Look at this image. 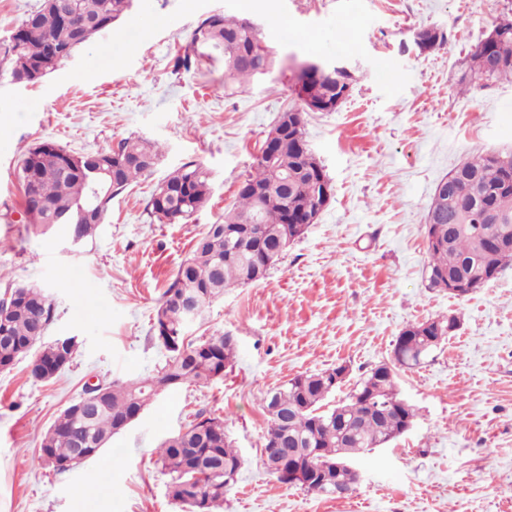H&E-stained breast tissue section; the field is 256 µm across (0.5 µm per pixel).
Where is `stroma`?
<instances>
[{"label": "stroma", "mask_w": 512, "mask_h": 512, "mask_svg": "<svg viewBox=\"0 0 512 512\" xmlns=\"http://www.w3.org/2000/svg\"><path fill=\"white\" fill-rule=\"evenodd\" d=\"M216 13L254 20L277 65L224 93L222 63L175 70L178 50ZM512 0H133L111 30L33 84L0 79V292L35 284L54 305L47 337L78 341L72 362L34 382L29 358L0 370V512H181L156 463L160 443L205 413L224 421L244 464L222 512H512V267L464 297L428 288L424 214L442 177L479 153L512 152V81L466 90L461 77ZM422 27L445 45L423 53ZM353 49H346V42ZM348 66V98L306 116L307 140L332 188L328 206L255 284L227 289L189 337L231 334L224 377L152 402L101 455L58 473L43 432L85 385L144 376L164 360L154 309L207 225L236 202L279 115L298 105L299 65ZM157 142L152 175L112 200L93 244L70 252L59 226L19 242L15 170L50 140L74 154L128 136ZM211 172L207 203L185 224L153 222L146 204L185 163ZM456 317L457 331L421 368L401 373L412 428L352 460L342 498L280 483L261 459L266 390L301 373L347 366L344 400L389 361L411 322Z\"/></svg>", "instance_id": "stroma-1"}]
</instances>
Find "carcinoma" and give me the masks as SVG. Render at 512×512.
Listing matches in <instances>:
<instances>
[{"label":"carcinoma","instance_id":"carcinoma-1","mask_svg":"<svg viewBox=\"0 0 512 512\" xmlns=\"http://www.w3.org/2000/svg\"><path fill=\"white\" fill-rule=\"evenodd\" d=\"M69 0L42 3L12 35L13 45H0V65L19 83H34L72 56L82 45L112 29L132 0H74L75 33L67 31L62 12ZM498 37L482 40L471 53L468 84L475 89L506 78L512 81V17L495 21ZM262 43L260 32L246 19L214 14L202 20L191 36V51L176 58L185 70L199 59L224 62V88H247L262 65L272 69L276 58ZM303 104L333 112L343 87L337 78L297 75L295 88ZM306 111L282 114L290 130L279 147L282 179L256 156L241 181L238 202L224 222L208 225L197 237L191 255L176 268L162 294L152 326V339L165 351L163 365L144 377L115 380L104 386L96 403L75 401L60 411L45 431L41 458L58 473L77 464L79 450L100 453L112 436L130 425L157 397L185 384H208L233 367L236 342L225 334L187 340L190 325L182 308L195 300V321L204 320L209 305L224 290L254 283L265 276L319 214L323 186L330 183L324 167L311 153L305 131ZM159 146L140 137L120 140L106 152L74 155L52 142H41L19 161L16 178L25 223L38 227L66 226L69 238L83 245L105 223L112 198L158 164ZM117 163L114 180L94 193L92 158ZM210 173L195 162L184 164L154 190L150 218L181 224L207 202ZM429 262L428 287L440 279L463 283L462 294L484 287L512 264V153H488L468 159L436 186L424 218ZM53 319L45 290L27 284L8 285L0 296V370L21 356H31V377L46 381L71 362L74 337L42 341ZM425 335L396 339L395 359L381 363L362 378L347 398L329 407L326 400L340 386L343 365L318 373L298 374L269 389L263 399L268 425L263 435L264 464L284 484L320 497L338 487L353 488L359 474L351 457L379 448L406 433L415 409L400 397L398 373L420 367L457 329L452 318L428 320ZM161 472L171 497L187 512H221L224 494L239 476L243 458L224 432V420L200 413L159 448Z\"/></svg>","mask_w":512,"mask_h":512}]
</instances>
